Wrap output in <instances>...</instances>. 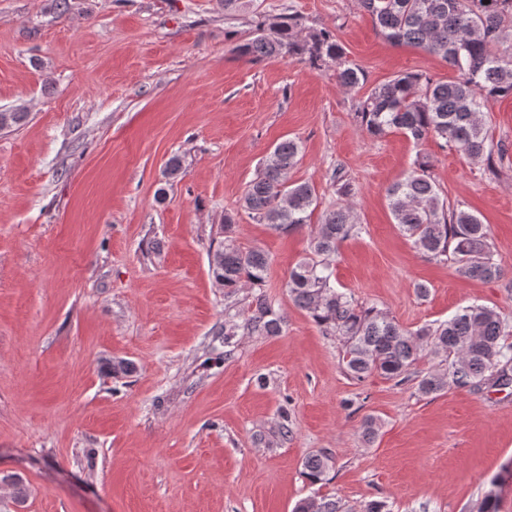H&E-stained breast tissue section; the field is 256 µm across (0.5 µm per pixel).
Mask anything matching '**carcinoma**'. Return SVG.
Here are the masks:
<instances>
[{
	"label": "carcinoma",
	"instance_id": "obj_1",
	"mask_svg": "<svg viewBox=\"0 0 512 512\" xmlns=\"http://www.w3.org/2000/svg\"><path fill=\"white\" fill-rule=\"evenodd\" d=\"M359 5L382 36L440 57L455 76L441 81L423 72L403 71L367 89L366 73L347 59L335 30L306 26L296 15L258 21L252 36L236 50L251 61L295 58L316 70L332 68L343 90L366 89L354 116L370 136L397 131L416 144L432 138L441 148L449 147L495 171L494 161L508 154V146L490 136L483 112L490 103L512 96V0H359ZM300 160L299 140L286 138L275 144L242 197L241 208L249 218L281 233L310 223L316 189L289 178ZM432 167L431 157L419 153L405 177L388 189L395 224L417 251L452 261L459 277L500 279L505 269L494 258L481 215L448 204L431 176ZM183 174L181 156H171L164 169L166 181ZM333 185L336 208L322 216L311 236L309 255L291 269L287 288L294 305L340 341L346 373L358 381L377 374L402 383L409 380L414 364L429 356L438 360V367L418 380L417 391L423 395L451 387L511 388L512 344L504 342L508 331L494 309L466 306L446 321L411 330L331 284L339 245L360 232L352 188L339 169ZM234 224L233 215H224V240L209 261L211 277L226 295L263 286L270 267L264 250H244L237 244ZM238 317L225 311L227 346L241 331L278 336L284 328L283 316L260 294L252 296L244 320ZM333 467L331 455L312 454L304 459L303 474L317 485ZM503 483L498 475L489 480L478 512H502ZM293 512L350 510L334 497L311 495Z\"/></svg>",
	"mask_w": 512,
	"mask_h": 512
}]
</instances>
